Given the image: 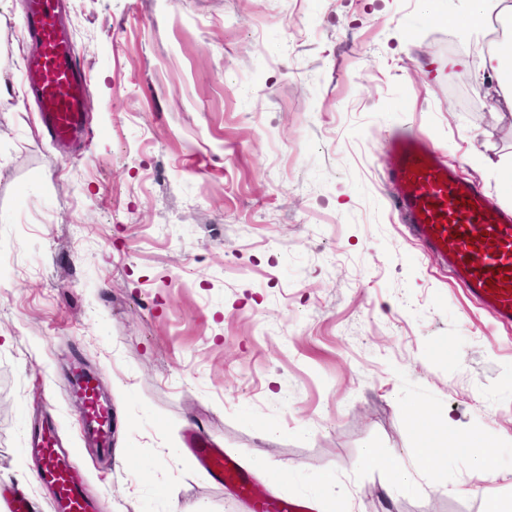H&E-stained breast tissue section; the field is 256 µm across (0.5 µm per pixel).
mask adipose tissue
I'll return each mask as SVG.
<instances>
[{
  "label": "adipose tissue",
  "instance_id": "ef3b65f1",
  "mask_svg": "<svg viewBox=\"0 0 512 512\" xmlns=\"http://www.w3.org/2000/svg\"><path fill=\"white\" fill-rule=\"evenodd\" d=\"M507 32L496 48L484 57L474 69L476 81L487 84L493 109L512 112V10L504 16ZM411 419L419 436L413 448L411 466L385 457L376 450H367L360 460L361 466L384 470L390 482L398 487L410 486L417 473L430 470L438 454L454 449L470 459L485 482H495L497 464L492 442L478 430H464L452 419L432 420L419 409H411Z\"/></svg>",
  "mask_w": 512,
  "mask_h": 512
}]
</instances>
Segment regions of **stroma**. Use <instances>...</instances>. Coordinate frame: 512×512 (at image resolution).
I'll use <instances>...</instances> for the list:
<instances>
[{
  "instance_id": "stroma-1",
  "label": "stroma",
  "mask_w": 512,
  "mask_h": 512,
  "mask_svg": "<svg viewBox=\"0 0 512 512\" xmlns=\"http://www.w3.org/2000/svg\"><path fill=\"white\" fill-rule=\"evenodd\" d=\"M88 80L78 148L21 92L24 0H0V484L54 512L25 451L52 406L97 512H248L192 457L204 432L267 500L335 474L354 512H484L447 452L411 487L407 409L496 444L512 496V328L472 304L387 207L382 145L420 129L500 204L481 155L512 158L441 0H64ZM81 361L114 447L79 440Z\"/></svg>"
}]
</instances>
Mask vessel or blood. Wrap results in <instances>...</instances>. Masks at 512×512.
I'll list each match as a JSON object with an SVG mask.
<instances>
[{
	"label": "vessel or blood",
	"mask_w": 512,
	"mask_h": 512,
	"mask_svg": "<svg viewBox=\"0 0 512 512\" xmlns=\"http://www.w3.org/2000/svg\"><path fill=\"white\" fill-rule=\"evenodd\" d=\"M26 30L41 45L39 55L22 61L40 123L52 139H76L86 124L83 101L88 86L62 24L58 0H28ZM386 147L395 159L389 179L398 188L390 205L408 234L441 258L469 299L491 311L500 324L512 326V292L504 281L506 269L512 267V214L490 206L481 187L443 163L423 134L399 132ZM71 390L83 404L80 434L85 445L110 453L112 403L78 362L72 366ZM25 447L39 462L36 479L51 491L56 512H95L96 502L62 448L54 419L28 434ZM189 448L212 478L232 489L252 512H276V504L254 497L237 464L223 449L212 447L207 436L196 435Z\"/></svg>",
	"instance_id": "vessel-or-blood-1"
}]
</instances>
